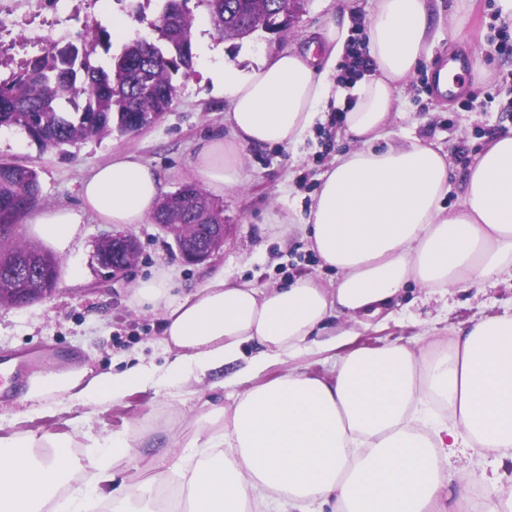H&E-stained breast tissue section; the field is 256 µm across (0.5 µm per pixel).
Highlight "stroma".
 <instances>
[{
  "instance_id": "stroma-1",
  "label": "stroma",
  "mask_w": 512,
  "mask_h": 512,
  "mask_svg": "<svg viewBox=\"0 0 512 512\" xmlns=\"http://www.w3.org/2000/svg\"><path fill=\"white\" fill-rule=\"evenodd\" d=\"M334 3L331 11L324 0H307L288 30L278 36L260 29L249 39L222 40L207 25L194 27L192 43L223 47L225 61L246 69L264 51L308 49L332 13L348 27V50L363 46L366 37L361 28L375 0ZM430 4L438 19L432 58L419 65L409 82L401 104L404 116L396 120L392 133H407L441 147L459 175L495 134L512 125V55L499 50L501 42L512 43V24L501 20L497 0H475L472 37L459 45L451 42L447 22L454 0H430ZM140 5L141 15L135 18L123 14L115 0H0V77L18 70L51 41L85 44L93 50L94 64L108 66L109 55L94 45L98 27L118 21L131 34L151 37L148 23L156 18L160 4L140 0ZM451 61L460 62L466 88L448 97L440 94L434 74ZM203 80L199 64L189 75L177 77L171 110L149 128L131 136L115 134L89 141L63 154L42 150L21 130L1 129L0 162L37 171L43 208L78 209L81 179L121 150L135 151L151 162L162 176L165 192H174L185 183L196 142L224 128L228 105L211 96ZM348 148L343 126L325 120L293 147L248 149L251 182L218 198L227 226L224 245L200 264H184L172 239L155 223L141 224L133 230L140 244L136 264L125 277L102 288L105 271L97 249L113 229L83 219L70 251L59 260L52 294L20 307L0 304V363L31 360L33 381L83 369L116 373L138 362L166 365L169 356L159 344L158 314L141 312L133 305L138 282L163 268L174 271L185 289L201 286L218 269L259 285L302 274L329 281L331 271L321 267L301 235L270 223L269 218L291 210L307 211L327 164ZM390 310L381 323L359 330L354 345L377 348L403 343L421 357L446 346L455 331L474 320L511 313L512 278L453 289L445 296L412 286L391 303ZM228 374L224 368L192 386L138 389L105 407L73 405L69 391L61 387L47 390L36 401L19 393L0 399V435L31 432L70 438L77 458L83 459L90 454V438L125 431L132 438L136 460L117 464L119 475L168 476L192 438L197 419L211 403L231 405L228 389L218 386Z\"/></svg>"
}]
</instances>
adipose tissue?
<instances>
[{
	"instance_id": "obj_1",
	"label": "adipose tissue",
	"mask_w": 512,
	"mask_h": 512,
	"mask_svg": "<svg viewBox=\"0 0 512 512\" xmlns=\"http://www.w3.org/2000/svg\"><path fill=\"white\" fill-rule=\"evenodd\" d=\"M366 28L374 73L349 89L336 74L348 32L332 18L316 49L275 51L249 71L223 62L220 49L200 50L214 93L229 102V133L198 141L187 178L215 197L250 183L247 149L296 144L321 105L352 94L351 150L321 175L307 213L271 218L294 227L335 279L257 286L219 270L176 296L171 274L159 272L136 295L162 313V344L174 354L165 371L139 363L61 380L75 404L98 407L148 384L202 382L237 361L243 345L256 347L229 379L238 388L231 408L216 406L190 440L197 460L177 467L189 512H312L327 501L334 512H467V486L450 468L456 451L512 459V314L474 322L424 358L399 344L359 347L335 357L327 378L294 370L259 380L275 359L316 344L332 316L366 328L408 286L442 293L512 276V127L453 187L447 153L390 132L408 80L431 53L429 0H376ZM453 191L459 200L450 205ZM161 197L156 167L118 151L83 178L79 210L48 207L29 222L63 255L82 216L129 230L148 223ZM429 401L449 423L424 424ZM93 445L84 462L66 439L0 436V512H89L96 503L157 512L155 480L126 484L114 471L132 458L128 434ZM85 467L91 482L72 484Z\"/></svg>"
}]
</instances>
